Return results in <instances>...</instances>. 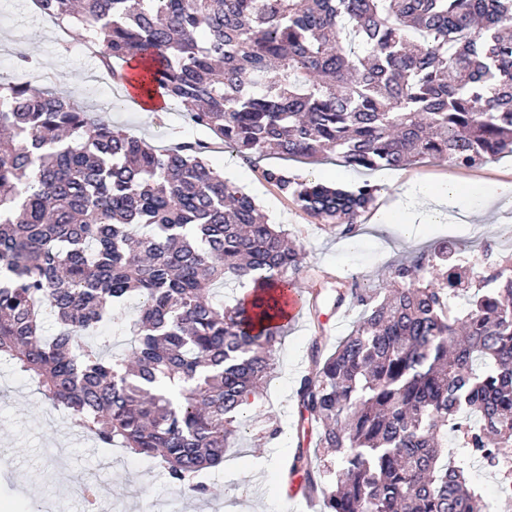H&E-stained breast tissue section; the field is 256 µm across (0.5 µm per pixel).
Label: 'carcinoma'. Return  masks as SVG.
<instances>
[{
  "mask_svg": "<svg viewBox=\"0 0 512 512\" xmlns=\"http://www.w3.org/2000/svg\"><path fill=\"white\" fill-rule=\"evenodd\" d=\"M108 74L182 108L244 161L331 155L399 169L512 155V0H35ZM0 355L103 446L158 461L190 497L224 462L274 372L280 289L300 247L183 141L157 149L33 81L0 85ZM346 237L378 188L265 169ZM245 289L233 305L219 285ZM296 391L292 474L324 512H490L479 464L512 494V256L482 271L440 243L391 270ZM137 298L130 353L88 335ZM467 310L459 315L456 300ZM58 331L46 336L42 318Z\"/></svg>",
  "mask_w": 512,
  "mask_h": 512,
  "instance_id": "1",
  "label": "carcinoma"
}]
</instances>
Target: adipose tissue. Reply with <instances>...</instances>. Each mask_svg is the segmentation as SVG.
I'll return each mask as SVG.
<instances>
[{"label":"adipose tissue","mask_w":512,"mask_h":512,"mask_svg":"<svg viewBox=\"0 0 512 512\" xmlns=\"http://www.w3.org/2000/svg\"><path fill=\"white\" fill-rule=\"evenodd\" d=\"M512 204V182L498 183L471 193L455 183L438 185L416 182L408 185L398 198L378 210L377 224H453L461 211L493 209Z\"/></svg>","instance_id":"obj_1"}]
</instances>
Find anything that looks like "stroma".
I'll return each instance as SVG.
<instances>
[{
	"mask_svg": "<svg viewBox=\"0 0 512 512\" xmlns=\"http://www.w3.org/2000/svg\"><path fill=\"white\" fill-rule=\"evenodd\" d=\"M33 61L31 77L52 89L78 98L114 126L158 147L186 139L211 142L206 156L225 178L255 197L270 223L287 230L302 247L304 268L295 286L301 292H319L317 312H304L303 326L285 330L275 346L276 374L255 405L260 411L247 434L224 455L225 464L203 471L210 492L188 497L172 484L151 459L102 447L62 410L44 402L35 384L19 371L13 359L0 356V512H85L77 493L92 481L107 488L114 512H152L158 502L177 503L179 512H307L301 496L287 493L281 480L283 460L296 443L315 448L314 434H300L295 390L308 367L314 336L334 348L358 318L349 309L337 319L333 290L337 282L363 288H390L391 266L429 251L443 241L465 250L482 245L494 255L512 254V207L487 212L470 211L461 228L439 229L433 224L371 226L362 216L356 247L297 208L273 185L261 178L265 168H284L300 178L317 177L323 183L353 187L369 182L367 170H352L332 158L284 159L260 156L246 163L203 128L189 126L180 109L172 107L147 117L132 105L113 109V84L95 58L84 54L76 40L64 41L59 28L38 15L33 0H0V82L21 79L15 67L18 54ZM401 180L454 181L468 189L512 181V157L493 160L479 168H457L425 158L400 169ZM277 439H268L270 429Z\"/></svg>",
	"mask_w": 512,
	"mask_h": 512,
	"instance_id": "1",
	"label": "stroma"
}]
</instances>
